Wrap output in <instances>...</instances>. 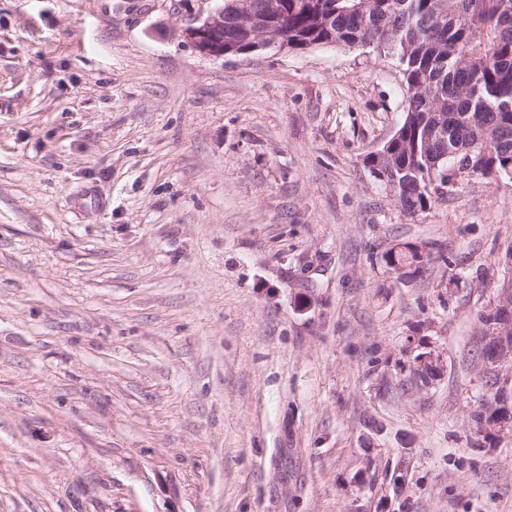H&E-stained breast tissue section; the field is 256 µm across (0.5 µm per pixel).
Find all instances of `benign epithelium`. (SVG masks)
Masks as SVG:
<instances>
[{"instance_id":"obj_1","label":"benign epithelium","mask_w":512,"mask_h":512,"mask_svg":"<svg viewBox=\"0 0 512 512\" xmlns=\"http://www.w3.org/2000/svg\"><path fill=\"white\" fill-rule=\"evenodd\" d=\"M216 6L202 20L192 22L181 30L184 42L199 54L209 58H222L224 48V0H215ZM484 326L481 343L487 352L481 357V370L491 378L495 399L485 414L475 435L488 438L498 432L512 431V338L506 328L512 325V290L503 288L497 298L490 301L482 313ZM445 368L442 353L435 348L413 358L411 377L437 379Z\"/></svg>"}]
</instances>
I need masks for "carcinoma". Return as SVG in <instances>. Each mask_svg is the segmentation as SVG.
<instances>
[{
	"label": "carcinoma",
	"mask_w": 512,
	"mask_h": 512,
	"mask_svg": "<svg viewBox=\"0 0 512 512\" xmlns=\"http://www.w3.org/2000/svg\"><path fill=\"white\" fill-rule=\"evenodd\" d=\"M224 0V44L292 50L373 46L398 58L405 118L364 162L405 214L431 211L448 182L494 180L512 164V0ZM427 246L383 255L421 271Z\"/></svg>",
	"instance_id": "1"
}]
</instances>
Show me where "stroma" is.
Segmentation results:
<instances>
[{"instance_id":"stroma-1","label":"stroma","mask_w":512,"mask_h":512,"mask_svg":"<svg viewBox=\"0 0 512 512\" xmlns=\"http://www.w3.org/2000/svg\"><path fill=\"white\" fill-rule=\"evenodd\" d=\"M213 6L0 0V512H512L471 421L512 182L405 215L397 59L205 58ZM401 244L406 251L399 250L395 252V247ZM426 249L427 246L425 244L417 245L412 243H397L389 248L383 255L385 267L389 273L393 274V271L395 270L394 266L399 264L405 267L407 272H398L403 274L396 275L397 278L401 279V277L413 276L421 271L424 263L430 257V252H427ZM427 352L420 353L413 358L410 366L412 379L427 376L429 382L436 380L445 368V360L442 353L435 347H426Z\"/></svg>"}]
</instances>
